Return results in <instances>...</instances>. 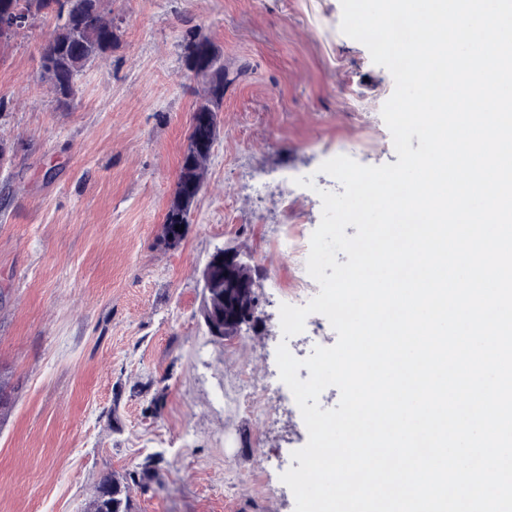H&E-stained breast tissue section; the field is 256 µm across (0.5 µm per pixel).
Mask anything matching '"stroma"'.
Returning a JSON list of instances; mask_svg holds the SVG:
<instances>
[{"mask_svg":"<svg viewBox=\"0 0 512 512\" xmlns=\"http://www.w3.org/2000/svg\"><path fill=\"white\" fill-rule=\"evenodd\" d=\"M119 42L88 65L69 106L40 68L53 18L0 44V512H82L100 476L156 456L136 512H294L280 476L308 432L296 402L239 408L287 342L296 358L335 344L326 330L283 339L279 306L315 296L281 240L310 239L321 163L346 153L396 163L381 110L390 72L340 30V0H104ZM199 29L239 75L224 93L205 184L181 244L165 247L191 114L204 89L182 62ZM312 177L315 186H297ZM298 213L284 215L283 192ZM237 248L258 284L259 321L213 341L201 271Z\"/></svg>","mask_w":512,"mask_h":512,"instance_id":"1","label":"stroma"}]
</instances>
